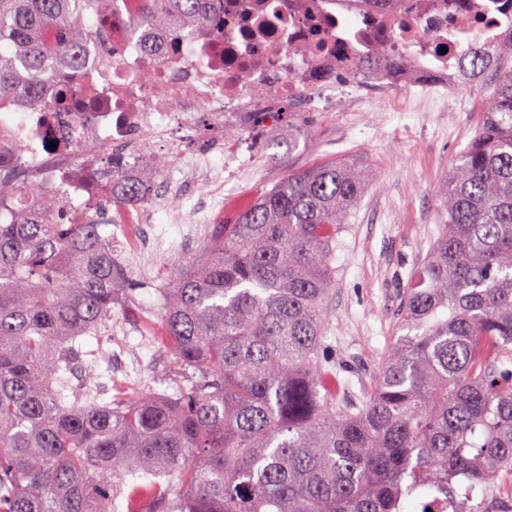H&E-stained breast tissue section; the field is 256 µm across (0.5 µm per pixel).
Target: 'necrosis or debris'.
<instances>
[{
	"mask_svg": "<svg viewBox=\"0 0 512 512\" xmlns=\"http://www.w3.org/2000/svg\"><path fill=\"white\" fill-rule=\"evenodd\" d=\"M106 11L110 46L60 74L90 85L94 105L61 110L47 98L1 113L0 156L27 161L24 182L59 186L71 221L106 214L128 241L181 193L185 170L205 193L175 221L202 224L223 211L225 175L212 157L243 116L271 124L278 103L333 112L361 86L425 82L434 90L416 95V107L444 112L449 89L469 81L461 49L512 40V0H212L202 23L163 28L132 26L133 0H106ZM402 59L412 70L395 69ZM116 177L158 191L141 206L113 207Z\"/></svg>",
	"mask_w": 512,
	"mask_h": 512,
	"instance_id": "obj_1",
	"label": "necrosis or debris"
}]
</instances>
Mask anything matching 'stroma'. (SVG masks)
I'll use <instances>...</instances> for the list:
<instances>
[{
  "label": "stroma",
  "mask_w": 512,
  "mask_h": 512,
  "mask_svg": "<svg viewBox=\"0 0 512 512\" xmlns=\"http://www.w3.org/2000/svg\"><path fill=\"white\" fill-rule=\"evenodd\" d=\"M493 92L490 78L450 90L452 111L424 119L413 111L404 88L394 86L362 112H319L306 123L242 130L240 157L224 153L213 159L217 167L237 168L233 187L246 199L271 189L288 170L324 160L355 158L368 166L370 183L350 211L336 248V282L325 326L326 345L350 397L360 396L380 367L396 332L408 274L438 232L436 185L474 137ZM141 233L162 236L168 249L147 271L129 250L118 252L136 289L138 317L115 304L96 336L84 342L93 366L85 383L107 401L171 393L182 377L175 355L153 333L161 325L156 288L171 277V259L192 258L204 241L184 240L182 225L162 209Z\"/></svg>",
  "instance_id": "obj_1"
}]
</instances>
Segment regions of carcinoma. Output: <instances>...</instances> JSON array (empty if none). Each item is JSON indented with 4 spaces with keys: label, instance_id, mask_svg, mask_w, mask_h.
<instances>
[{
    "label": "carcinoma",
    "instance_id": "cac0c4a2",
    "mask_svg": "<svg viewBox=\"0 0 512 512\" xmlns=\"http://www.w3.org/2000/svg\"><path fill=\"white\" fill-rule=\"evenodd\" d=\"M133 24L186 26L210 0H136ZM97 23H88L89 14ZM107 45L101 0H0V113L21 100L91 99L55 84ZM473 81L491 72L472 49ZM357 161L290 170L212 224L156 287L162 344L187 384L114 404L68 385L82 339L135 289L100 224L0 161V512H430L512 481V70L436 190L443 223L403 290L362 405L338 407L326 361L336 240L367 189ZM144 185L112 202L140 206Z\"/></svg>",
    "mask_w": 512,
    "mask_h": 512
}]
</instances>
